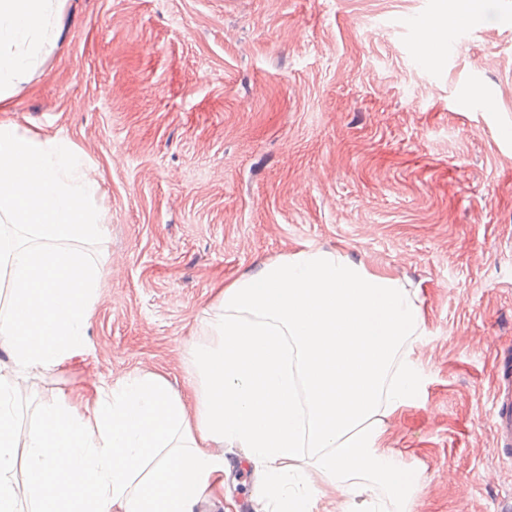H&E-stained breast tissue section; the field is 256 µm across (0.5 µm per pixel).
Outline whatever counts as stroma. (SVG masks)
Returning a JSON list of instances; mask_svg holds the SVG:
<instances>
[{
  "instance_id": "obj_1",
  "label": "stroma",
  "mask_w": 512,
  "mask_h": 512,
  "mask_svg": "<svg viewBox=\"0 0 512 512\" xmlns=\"http://www.w3.org/2000/svg\"><path fill=\"white\" fill-rule=\"evenodd\" d=\"M65 0L0 122L95 170L102 278L83 350L22 380L41 406L161 373L193 407L192 350L225 282L338 250L416 294L420 390L389 422L412 512H502L494 397L512 383V0ZM196 512H263L228 448Z\"/></svg>"
}]
</instances>
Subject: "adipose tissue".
Returning <instances> with one entry per match:
<instances>
[{"mask_svg":"<svg viewBox=\"0 0 512 512\" xmlns=\"http://www.w3.org/2000/svg\"><path fill=\"white\" fill-rule=\"evenodd\" d=\"M63 0H0V108L55 42ZM100 189L82 155L0 122V512H194L222 491L221 447L263 473L275 512H376L374 482L409 508L410 472L386 445L388 422L418 388L406 346L422 335L416 296L342 252L301 249L226 284L192 352L195 418L160 373L97 385L92 401L41 407L20 429L18 381L84 345L99 265L79 250L104 232Z\"/></svg>","mask_w":512,"mask_h":512,"instance_id":"1","label":"adipose tissue"}]
</instances>
